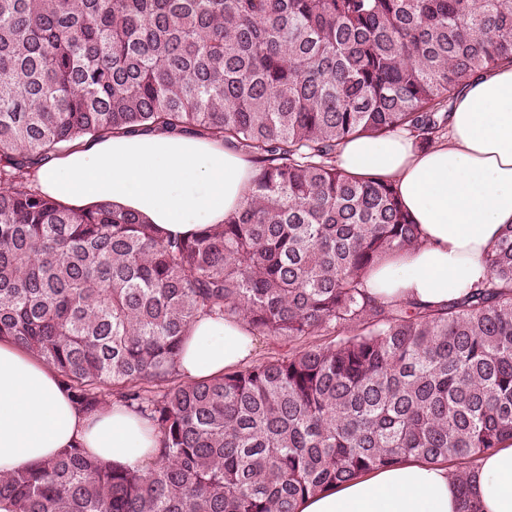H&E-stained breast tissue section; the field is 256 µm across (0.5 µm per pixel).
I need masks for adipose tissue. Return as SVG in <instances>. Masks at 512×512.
Segmentation results:
<instances>
[{
  "mask_svg": "<svg viewBox=\"0 0 512 512\" xmlns=\"http://www.w3.org/2000/svg\"><path fill=\"white\" fill-rule=\"evenodd\" d=\"M337 166L393 182L421 232L418 248L382 262L366 279L381 301L437 307L487 275L484 257L512 224V66L484 70L457 95L448 132L430 148L398 133L357 137ZM256 170L241 153L203 136L141 130L88 139L36 174L43 194L86 208L101 203L187 235L240 208ZM257 339L235 319L203 316L177 362L180 378L201 380L246 363ZM160 435L152 422L112 402L79 411L58 373L13 341L0 340V473L55 456L72 444L99 460L146 469ZM512 512V440L478 457L460 488L447 463L402 460L297 503V512Z\"/></svg>",
  "mask_w": 512,
  "mask_h": 512,
  "instance_id": "obj_1",
  "label": "adipose tissue"
}]
</instances>
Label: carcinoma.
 Returning a JSON list of instances; mask_svg holds the SVG:
<instances>
[{
    "label": "carcinoma",
    "mask_w": 512,
    "mask_h": 512,
    "mask_svg": "<svg viewBox=\"0 0 512 512\" xmlns=\"http://www.w3.org/2000/svg\"><path fill=\"white\" fill-rule=\"evenodd\" d=\"M504 63L512 0H0V339L82 412L118 400L160 433L145 472L75 445L0 475L8 512H295L410 456L467 485L462 465L512 439V224L465 296L376 301L367 273L419 228L389 181L336 157L395 132L432 146ZM140 129L245 155L239 210L171 237L34 185L51 155ZM201 316L295 348L184 381Z\"/></svg>",
    "instance_id": "obj_1"
}]
</instances>
